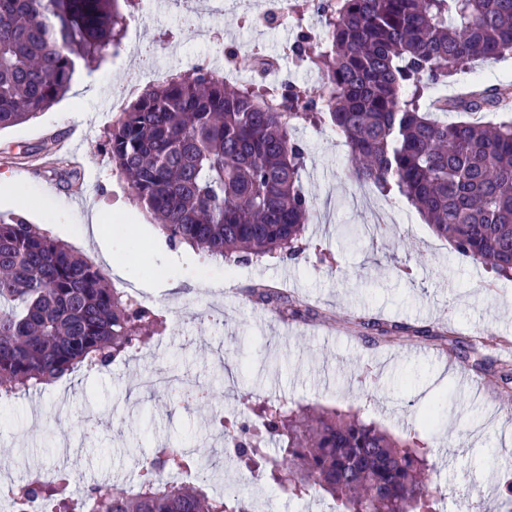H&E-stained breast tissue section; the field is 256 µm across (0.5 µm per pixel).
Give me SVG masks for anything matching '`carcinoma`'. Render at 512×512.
Returning <instances> with one entry per match:
<instances>
[{"instance_id":"1","label":"carcinoma","mask_w":512,"mask_h":512,"mask_svg":"<svg viewBox=\"0 0 512 512\" xmlns=\"http://www.w3.org/2000/svg\"><path fill=\"white\" fill-rule=\"evenodd\" d=\"M132 0H0V130L30 121L68 91L78 67L117 52ZM324 43L291 51L322 91L282 87L278 107L256 87L196 65L145 87L107 132L112 163L173 246L228 263L295 257L312 220L302 188L300 124L328 126L356 162L353 178L404 196L456 251L512 276V121L448 122L447 112H504L512 81L432 96L435 83L512 52V0H334ZM254 303L283 316L300 304L264 283ZM381 335L398 324L362 320ZM165 320L106 282L99 266L17 214H0V403L85 367L103 369L161 334ZM212 393L192 387L185 405ZM260 422L228 432L232 464L289 496L319 494L336 512H436L440 489L416 438H394L335 408L264 401ZM276 442L278 453L269 450ZM211 463L160 444L135 488L96 483L83 500L69 471L0 488L19 512H231L230 498L175 477Z\"/></svg>"}]
</instances>
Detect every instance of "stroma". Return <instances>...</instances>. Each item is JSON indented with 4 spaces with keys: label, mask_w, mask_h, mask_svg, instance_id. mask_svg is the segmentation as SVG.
I'll list each match as a JSON object with an SVG mask.
<instances>
[{
    "label": "stroma",
    "mask_w": 512,
    "mask_h": 512,
    "mask_svg": "<svg viewBox=\"0 0 512 512\" xmlns=\"http://www.w3.org/2000/svg\"><path fill=\"white\" fill-rule=\"evenodd\" d=\"M295 3L297 27H272L263 35L267 55L285 66L286 48L313 20L309 0ZM193 5L188 25L168 0H139L131 16L136 47L78 73L72 85L83 91L81 105L67 95L34 120L0 131V174L16 178L27 197L19 206L0 196V212L25 216L98 265L104 252L122 244L126 275L111 277V284L137 290L167 322L149 359L79 370L0 404V449L26 462L0 473V485L59 469L78 471L84 487L95 476L123 483L140 471L127 453L134 441L146 457L166 442L212 457L225 442L222 431L209 427L214 405L232 419L270 399L336 407L393 436L414 435L435 467V483L446 492L444 512H500L512 497V423L500 415L501 408L512 407V395H500L495 386L501 366H512V280L458 254L400 196L392 199L393 234L373 240L372 210L385 200L353 181L349 153L330 128L301 125L293 132L307 147L302 183L314 211L309 246L298 259L229 267L132 233V223L152 228L156 221L133 202L126 179L111 163L105 132L116 113L115 105L102 104L103 93L127 105L134 90L170 72L203 63L220 73L226 48L244 56L254 42L240 21L241 9L226 6L217 20L210 0ZM475 67L449 77L442 92L455 94L475 76L487 86L512 81L511 54ZM95 211L103 216V233L92 239L84 227ZM258 280L280 283L308 306L309 315L273 326L260 322V306L243 294ZM358 317L399 323L405 331L388 343L343 331L344 322ZM438 326L446 327L445 336L424 337V330ZM477 336L509 341L482 349L481 369L453 352L456 341ZM461 369L478 381V391L460 384ZM150 371L189 377L214 392L215 402L170 404L143 385ZM89 404L100 437L63 458L61 443L78 439ZM435 404L438 419L423 427V414ZM227 489L264 502L265 512H327L330 505L316 495L290 497L239 467L228 468L211 487L215 494Z\"/></svg>",
    "instance_id": "stroma-1"
}]
</instances>
